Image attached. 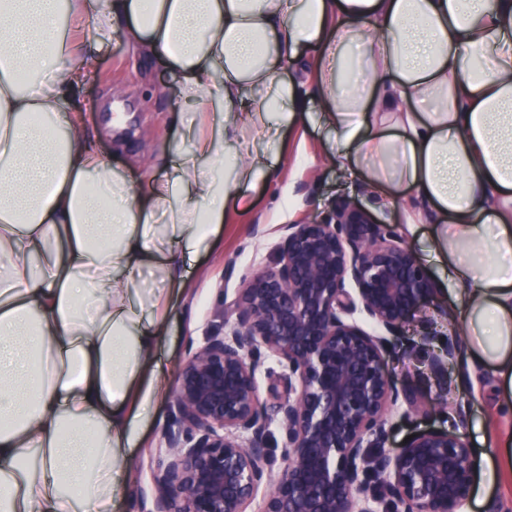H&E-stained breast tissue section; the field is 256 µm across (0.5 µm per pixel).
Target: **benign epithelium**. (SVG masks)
I'll use <instances>...</instances> for the list:
<instances>
[{
	"instance_id": "1",
	"label": "benign epithelium",
	"mask_w": 512,
	"mask_h": 512,
	"mask_svg": "<svg viewBox=\"0 0 512 512\" xmlns=\"http://www.w3.org/2000/svg\"><path fill=\"white\" fill-rule=\"evenodd\" d=\"M438 288L403 237L359 204L288 224L274 264L219 299L205 342L172 384L171 418L140 512H464L475 455L451 430L424 428L395 449L388 414L418 406L392 380L385 353ZM274 358L284 392L261 400ZM282 431L274 472L270 425Z\"/></svg>"
}]
</instances>
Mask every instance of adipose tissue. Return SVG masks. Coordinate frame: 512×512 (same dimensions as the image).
Listing matches in <instances>:
<instances>
[{"mask_svg":"<svg viewBox=\"0 0 512 512\" xmlns=\"http://www.w3.org/2000/svg\"><path fill=\"white\" fill-rule=\"evenodd\" d=\"M117 35L195 115L142 199L77 100L89 43ZM304 45L321 49L312 91L283 77ZM311 109L345 179L429 202L411 221L437 226L470 357L512 383V0H0V512H113L166 391L164 288L188 293L184 255ZM145 272L157 287H135Z\"/></svg>","mask_w":512,"mask_h":512,"instance_id":"adipose-tissue-1","label":"adipose tissue"}]
</instances>
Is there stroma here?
Segmentation results:
<instances>
[{"label":"stroma","mask_w":512,"mask_h":512,"mask_svg":"<svg viewBox=\"0 0 512 512\" xmlns=\"http://www.w3.org/2000/svg\"><path fill=\"white\" fill-rule=\"evenodd\" d=\"M78 99L89 134L101 136L107 145L122 144L137 196L148 195L162 174L166 148L189 146L185 126L171 120L182 109L175 78L161 69L143 73L123 42L114 40L95 50L93 73L79 86ZM270 149L281 158L275 175L257 181L248 208L218 225L209 248L186 262L193 288L189 297L171 296L161 338L160 352L170 371H177L190 347L202 343L217 298L232 300L242 276L271 265L283 225L321 219L342 199L358 203L376 222L398 229L436 282L440 301L448 305L444 317L429 308L412 315L386 355L393 380L419 405L413 414L402 405L390 411V447H399L417 428L457 431L474 450L476 485L482 490L471 496L465 512H487L494 502L512 504V459L504 450L512 442V410L503 404L501 378L491 367L472 364L468 379H461L457 363L447 359L451 329L461 322L457 294L427 251L434 225L405 221L407 211L426 210L428 202L408 189L392 204L369 191L363 181L345 180L326 160V136L309 116L299 117ZM438 357L445 361L440 374L431 368ZM169 401L166 394L152 399L138 427L136 441L127 451L132 479L117 512H137L142 497L151 493L156 451L170 420ZM459 401L466 410L462 420L452 409Z\"/></svg>","instance_id":"1"}]
</instances>
